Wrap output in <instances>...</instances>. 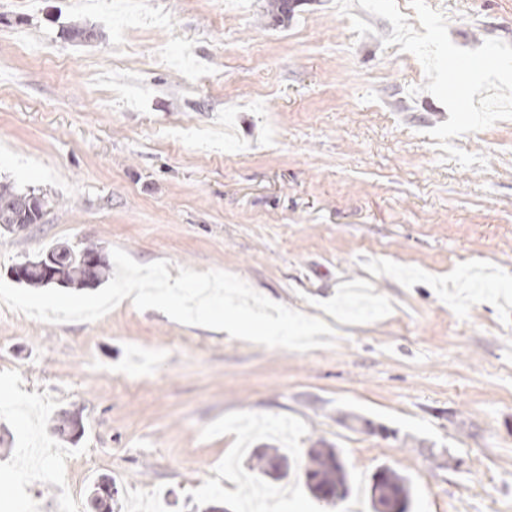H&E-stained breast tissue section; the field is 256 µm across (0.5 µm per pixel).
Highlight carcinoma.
<instances>
[{
  "mask_svg": "<svg viewBox=\"0 0 512 512\" xmlns=\"http://www.w3.org/2000/svg\"><path fill=\"white\" fill-rule=\"evenodd\" d=\"M44 202L35 193L15 188L10 183H0V225L37 224L43 216ZM54 257L55 283L61 286H86L101 281L110 270L105 262L94 270L87 268L82 254L69 245L58 244L50 249ZM40 256L23 262L24 278L27 285L47 286L45 270ZM56 434L64 441L78 436L76 421L63 413L55 425ZM290 468L288 456L274 448L272 452L261 453L256 460V472L281 479ZM305 487L311 495L327 503L345 499L350 490L348 473L340 454L335 448H312L308 451V463L304 468ZM112 477L100 476L90 488L89 496L95 512H112ZM411 483L408 477L389 468L382 467L373 477L370 499L373 512H409L411 505Z\"/></svg>",
  "mask_w": 512,
  "mask_h": 512,
  "instance_id": "obj_1",
  "label": "carcinoma"
}]
</instances>
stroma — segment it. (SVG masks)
I'll list each match as a JSON object with an SVG mask.
<instances>
[{
	"label": "stroma",
	"instance_id": "1",
	"mask_svg": "<svg viewBox=\"0 0 512 512\" xmlns=\"http://www.w3.org/2000/svg\"><path fill=\"white\" fill-rule=\"evenodd\" d=\"M288 2L281 12L280 2ZM449 36L512 43V0H427ZM0 0V182L45 199L0 231V279L60 243L222 270L324 320L334 346L267 348L124 300L94 322L0 304V499L17 512H335L297 478L338 449L368 512L373 475L411 512H512V120L453 138L418 59L357 0ZM80 26L95 39H71ZM68 412L82 435L31 460ZM293 457L257 479L255 449ZM55 471L18 489L25 469ZM378 472L370 492L373 511L409 512L412 496L409 478L389 467H382ZM112 477L109 475L100 476L90 488L89 496L95 512H112ZM111 488V492L109 491Z\"/></svg>",
	"mask_w": 512,
	"mask_h": 512
}]
</instances>
